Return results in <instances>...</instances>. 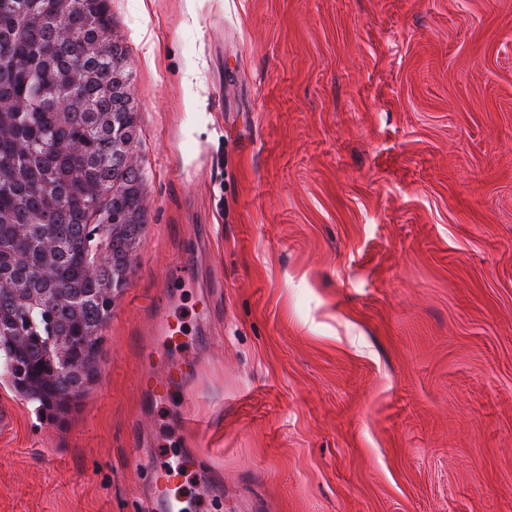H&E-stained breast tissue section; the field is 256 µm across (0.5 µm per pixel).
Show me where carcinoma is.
Listing matches in <instances>:
<instances>
[{"mask_svg":"<svg viewBox=\"0 0 512 512\" xmlns=\"http://www.w3.org/2000/svg\"><path fill=\"white\" fill-rule=\"evenodd\" d=\"M59 25L92 41L112 30V18L104 0H0V49L9 53L0 61V100L12 103L0 112V281L17 282L28 294L25 301L0 294V336H27L20 353L0 347V372L13 379L24 373L25 398L40 413L96 377L100 344L87 352L76 337L101 333L112 309L102 292L130 273L145 224L142 173L117 157L134 140L129 99L120 85L109 98L99 89L125 49L113 41L82 58L68 40L61 43L62 61L50 67L41 48ZM36 81L79 96L81 106L65 126L37 100ZM56 140L79 144V153L52 155ZM111 216L120 219L112 236L104 224ZM45 234L58 239L53 280L39 274ZM101 244L112 262L97 257Z\"/></svg>","mask_w":512,"mask_h":512,"instance_id":"cac0c4a2","label":"carcinoma"}]
</instances>
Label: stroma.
<instances>
[{
	"mask_svg": "<svg viewBox=\"0 0 512 512\" xmlns=\"http://www.w3.org/2000/svg\"><path fill=\"white\" fill-rule=\"evenodd\" d=\"M107 7L145 229L81 399L0 376V512H154L138 455L191 512H512V0ZM171 317L170 307L168 310L164 309L154 325V335L158 339V349L167 350L180 345L179 336L176 335L183 334L181 324H179V319L175 322ZM191 370L196 376L195 361L183 359L175 363H166L160 373H153L148 377L144 390L156 399H165L175 394L187 404L194 394V386L189 374Z\"/></svg>",
	"mask_w": 512,
	"mask_h": 512,
	"instance_id": "35a3bbf8",
	"label": "stroma"
}]
</instances>
